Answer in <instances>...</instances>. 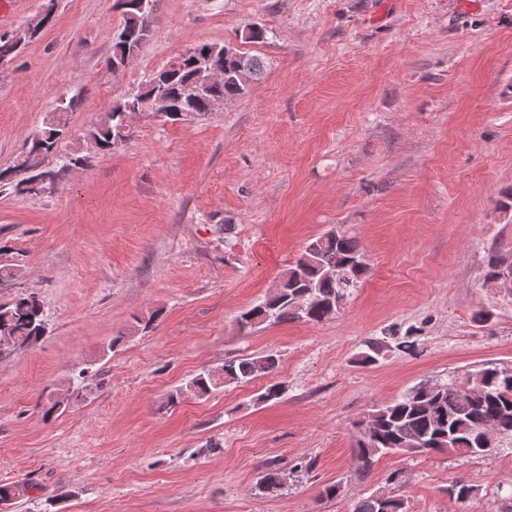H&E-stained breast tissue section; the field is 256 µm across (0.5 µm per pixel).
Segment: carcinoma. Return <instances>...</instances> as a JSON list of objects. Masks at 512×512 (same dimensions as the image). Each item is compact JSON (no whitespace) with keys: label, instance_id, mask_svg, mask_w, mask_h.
Segmentation results:
<instances>
[{"label":"carcinoma","instance_id":"carcinoma-1","mask_svg":"<svg viewBox=\"0 0 512 512\" xmlns=\"http://www.w3.org/2000/svg\"><path fill=\"white\" fill-rule=\"evenodd\" d=\"M119 4L122 22L112 34L113 65H123L137 56L152 32L154 20L152 13L145 18L138 13L136 0H119ZM55 12L53 6L37 13L28 22L30 35L26 40L50 25ZM213 49L212 44H198L149 74L138 87L140 99L162 97L164 105L154 114L177 121L181 110L206 113L215 99L227 101L244 95L249 83L261 75L262 63L255 56L237 52L229 57H210V65L224 71L223 79L192 102L182 98L185 86L199 78L196 56L204 57ZM130 102L125 96L116 100L111 111L87 131V149L108 153L128 140L126 116ZM72 108L73 101L60 102L43 127L26 139L13 164L0 169L1 189L28 192L26 185L43 174L46 162L56 154L59 142L66 136L67 114ZM361 255L358 242L340 233L330 232L308 242L295 264L281 273L272 295L239 316L240 326L245 329L264 321L320 323L332 318L370 272L369 265L358 263ZM24 268L25 254L0 242V286L20 278ZM47 332L44 304L36 293L18 292L0 298V354L34 345ZM276 364L274 356L263 354L229 360L224 363L223 378L203 371L189 382L187 389L197 397L205 396L225 382L248 383L268 377ZM284 390V383L271 379L258 400H277ZM68 399L70 394L63 390L49 393L43 402L44 416L63 414ZM366 422L371 425V432L357 442L358 461L364 469L372 465L377 455L389 452L412 454L449 449L456 454L484 455L490 452L483 443L489 429L497 438L512 443V376H505L504 368L491 365L461 379L423 385L373 409ZM285 476L284 470L271 469L263 476L261 488L274 492L284 485ZM385 498L390 503L389 512H407L404 496L393 491L361 496L354 501L351 512H382Z\"/></svg>","mask_w":512,"mask_h":512}]
</instances>
